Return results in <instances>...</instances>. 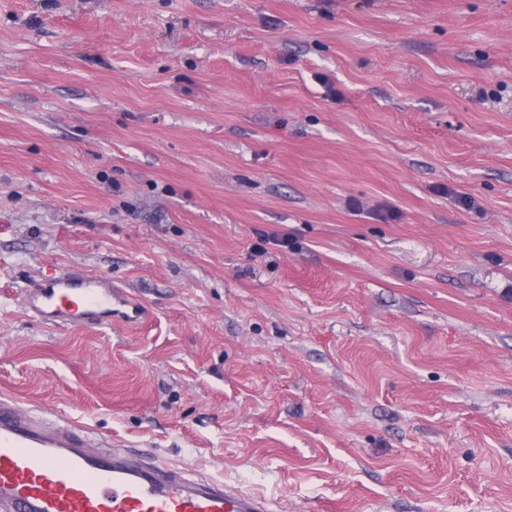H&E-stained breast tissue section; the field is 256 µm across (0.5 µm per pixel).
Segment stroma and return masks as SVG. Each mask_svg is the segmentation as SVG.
Here are the masks:
<instances>
[{"instance_id":"35a3bbf8","label":"stroma","mask_w":512,"mask_h":512,"mask_svg":"<svg viewBox=\"0 0 512 512\" xmlns=\"http://www.w3.org/2000/svg\"><path fill=\"white\" fill-rule=\"evenodd\" d=\"M63 271L147 321L30 318ZM0 392L278 512H512V0H0Z\"/></svg>"}]
</instances>
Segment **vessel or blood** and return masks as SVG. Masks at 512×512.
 <instances>
[{"label": "vessel or blood", "mask_w": 512, "mask_h": 512, "mask_svg": "<svg viewBox=\"0 0 512 512\" xmlns=\"http://www.w3.org/2000/svg\"><path fill=\"white\" fill-rule=\"evenodd\" d=\"M30 317L65 326H136L147 309L108 277L65 272L26 288ZM86 428L0 394V512H273L264 494L117 446L91 447Z\"/></svg>", "instance_id": "b4317fda"}]
</instances>
